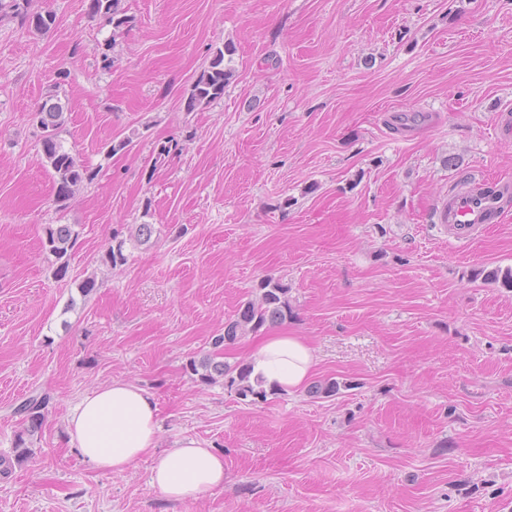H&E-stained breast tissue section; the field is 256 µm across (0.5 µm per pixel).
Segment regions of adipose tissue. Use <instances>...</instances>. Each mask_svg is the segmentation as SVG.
I'll return each instance as SVG.
<instances>
[{
    "label": "adipose tissue",
    "mask_w": 512,
    "mask_h": 512,
    "mask_svg": "<svg viewBox=\"0 0 512 512\" xmlns=\"http://www.w3.org/2000/svg\"><path fill=\"white\" fill-rule=\"evenodd\" d=\"M315 352L297 336H271L252 361L268 390L293 393L311 375ZM157 403L142 388L121 381L85 396L67 418L71 445L94 470L120 473L151 455V482L170 499H198L224 485V457L195 441L156 454Z\"/></svg>",
    "instance_id": "1"
}]
</instances>
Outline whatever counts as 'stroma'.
<instances>
[{
	"instance_id": "stroma-1",
	"label": "stroma",
	"mask_w": 512,
	"mask_h": 512,
	"mask_svg": "<svg viewBox=\"0 0 512 512\" xmlns=\"http://www.w3.org/2000/svg\"><path fill=\"white\" fill-rule=\"evenodd\" d=\"M122 5L111 46L87 0H32L56 17L44 35L0 17V512H512V289L474 275L512 267V203L466 244L435 217L459 180L512 184V0ZM227 44L223 98L185 111ZM51 96L97 172L63 210L34 119ZM171 138L182 152L156 160ZM51 224L79 233L62 280ZM268 276L292 319L225 361L299 336L337 395L249 402L186 372ZM115 381L154 396L159 451L222 453L223 488L168 501L149 456L91 470L67 414ZM32 395L49 403L18 463Z\"/></svg>"
}]
</instances>
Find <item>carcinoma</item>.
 <instances>
[{"mask_svg": "<svg viewBox=\"0 0 512 512\" xmlns=\"http://www.w3.org/2000/svg\"><path fill=\"white\" fill-rule=\"evenodd\" d=\"M31 0H0V13L9 14L20 20L36 33L46 34L56 25V17L51 13H33L30 10ZM88 13L102 20L103 25L110 27L111 40L123 34L129 23L121 7V0H88ZM232 55L228 45L214 51L210 64L198 77L184 100V109L194 112L202 105H208L224 95V88L233 76L232 68L225 63V56ZM34 119L43 130V151L53 173L55 183V203L60 208H67L79 186L90 182L96 172L81 163L71 152L66 150L59 140L67 122L66 108L58 101L45 100L34 113ZM79 233L72 224H58L46 228L44 247L56 258L53 274L57 279L67 276L70 252L76 245ZM123 240H115L106 256V263L112 268L126 264ZM483 280L499 284L504 288H512V268H483L478 271ZM258 295L240 305L233 318L224 322V334L214 339L216 348L235 342L239 337L257 332L261 328L276 323H283L292 316V308L288 302V288L280 281L267 277L260 281ZM189 370L204 384L217 378H224L228 387L235 389L243 399H264L266 390L263 380L252 378V364L239 363L228 365L212 354L199 361L189 362ZM48 400L44 396H31L22 402V414L26 416L28 427L18 435L15 449L17 459L28 453L24 435H32L42 426L44 410Z\"/></svg>", "mask_w": 512, "mask_h": 512, "instance_id": "obj_1", "label": "carcinoma"}]
</instances>
